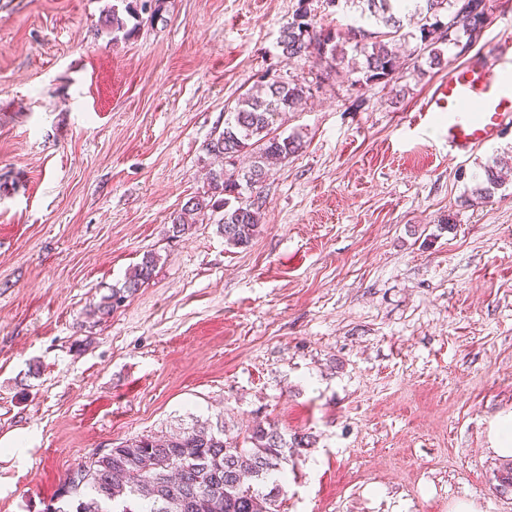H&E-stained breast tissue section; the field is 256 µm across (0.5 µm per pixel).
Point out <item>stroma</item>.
<instances>
[{
  "mask_svg": "<svg viewBox=\"0 0 512 512\" xmlns=\"http://www.w3.org/2000/svg\"><path fill=\"white\" fill-rule=\"evenodd\" d=\"M0 0V512H43L68 472L191 419L271 420L317 442L282 512H512V181L470 177L512 135L453 158L426 55L389 85L326 75L277 39L298 0ZM512 39V0L452 64ZM310 86L280 133L245 247L169 233L206 189L207 145L260 76ZM155 272L86 312L144 253ZM121 2H125L123 11L130 17L137 16L138 13V3L137 0H121ZM123 11H120L118 5L113 4L107 10V13L104 16L103 24L105 27L112 29V32H120L125 28V18ZM506 155L507 156L504 155L495 158L491 164L489 163L483 166L484 175L482 180L471 190V196L467 200L468 202L469 200L476 201V203L487 202L494 196L495 192L505 184L501 172L504 168L511 169L512 166V155L509 156V153H506Z\"/></svg>",
  "mask_w": 512,
  "mask_h": 512,
  "instance_id": "obj_1",
  "label": "stroma"
}]
</instances>
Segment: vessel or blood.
Segmentation results:
<instances>
[{
  "instance_id": "vessel-or-blood-1",
  "label": "vessel or blood",
  "mask_w": 512,
  "mask_h": 512,
  "mask_svg": "<svg viewBox=\"0 0 512 512\" xmlns=\"http://www.w3.org/2000/svg\"><path fill=\"white\" fill-rule=\"evenodd\" d=\"M512 68V44L503 43L449 69L431 104H445L448 152L463 156L512 129V84L501 78Z\"/></svg>"
}]
</instances>
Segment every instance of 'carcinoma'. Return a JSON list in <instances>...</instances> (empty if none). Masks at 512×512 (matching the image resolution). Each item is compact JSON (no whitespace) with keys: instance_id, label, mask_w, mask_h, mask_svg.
<instances>
[{"instance_id":"1","label":"carcinoma","mask_w":512,"mask_h":512,"mask_svg":"<svg viewBox=\"0 0 512 512\" xmlns=\"http://www.w3.org/2000/svg\"><path fill=\"white\" fill-rule=\"evenodd\" d=\"M336 12L355 10L359 20L374 24L330 28L318 24L299 0L291 21L282 27L277 47L288 59L313 57L326 73L348 70L357 83L389 84L399 68L396 42L412 38L428 54L429 65L447 63L437 36L444 29L471 40L485 27L489 9L484 0L459 16L461 0H326ZM145 8L127 0L114 4L103 24L114 32L125 28V16ZM308 89L275 78L260 81L226 112L224 130L211 139L207 151L217 162L208 172L207 189L191 197L171 215L169 232L186 234L194 224L213 221L225 243L246 247L260 232L263 202L252 194L265 177L270 159L286 160L298 151L293 136L275 133L283 113L303 100ZM252 164L235 178L224 171L243 155ZM512 155L483 166V177L471 190L478 203L489 201L504 185L501 172ZM154 253L143 255L119 288L102 297L93 313L114 309L147 283L157 266ZM310 434L290 438L268 421H253L235 433L224 423L197 420L168 435H142L96 454L66 476L45 512H281L282 485L269 481L285 470L288 458L314 446ZM496 480L502 492L512 490V459L500 464Z\"/></svg>"}]
</instances>
